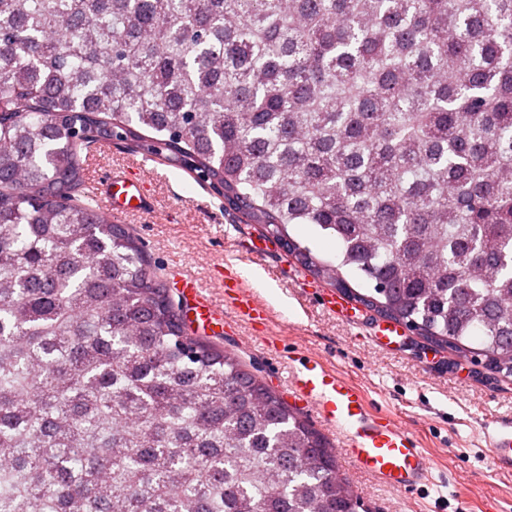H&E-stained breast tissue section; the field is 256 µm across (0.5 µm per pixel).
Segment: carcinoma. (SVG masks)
Instances as JSON below:
<instances>
[{
	"instance_id": "cac0c4a2",
	"label": "carcinoma",
	"mask_w": 512,
	"mask_h": 512,
	"mask_svg": "<svg viewBox=\"0 0 512 512\" xmlns=\"http://www.w3.org/2000/svg\"><path fill=\"white\" fill-rule=\"evenodd\" d=\"M114 140L512 374V0H0V512L362 508L324 437L188 335L138 239L73 196ZM291 236L302 245H307L313 253L323 259H332L336 248L331 241L322 238L316 229L308 224L295 226L290 230Z\"/></svg>"
}]
</instances>
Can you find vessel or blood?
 Returning <instances> with one entry per match:
<instances>
[{"instance_id":"obj_1","label":"vessel or blood","mask_w":512,"mask_h":512,"mask_svg":"<svg viewBox=\"0 0 512 512\" xmlns=\"http://www.w3.org/2000/svg\"><path fill=\"white\" fill-rule=\"evenodd\" d=\"M97 197L104 211L115 206L124 210L150 207V196L142 183L124 175H113ZM179 283L197 319L206 325H223L225 308H232L238 320L247 322L253 334L267 348H275L271 334L272 309L259 300L236 274L232 266L219 268L214 281L224 296L216 305L206 289L188 276ZM293 408L313 416L330 433L341 438L343 455L361 473L381 484L403 491L424 487L432 480L433 463L417 436L387 412L371 408L364 390L322 357L304 354L290 365L284 385ZM495 465L512 470V429H498L490 444Z\"/></svg>"}]
</instances>
